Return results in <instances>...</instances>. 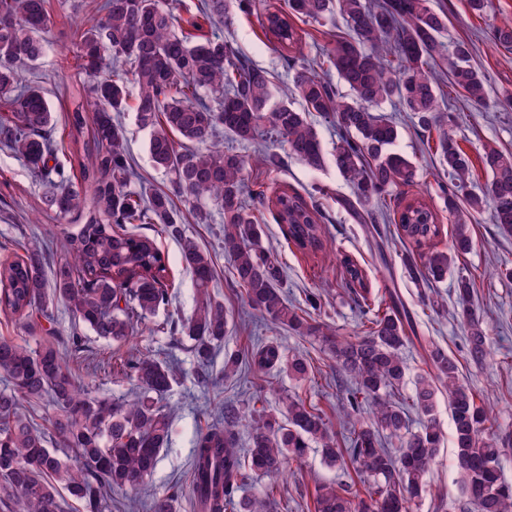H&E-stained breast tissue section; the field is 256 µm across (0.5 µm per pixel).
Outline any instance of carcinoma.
I'll return each mask as SVG.
<instances>
[{
    "label": "carcinoma",
    "instance_id": "carcinoma-1",
    "mask_svg": "<svg viewBox=\"0 0 512 512\" xmlns=\"http://www.w3.org/2000/svg\"><path fill=\"white\" fill-rule=\"evenodd\" d=\"M179 0H101L88 24L74 33L70 67L77 72L78 102L58 123L41 86L23 83L21 69L45 53L50 28L49 0H0V147L41 178L44 204L57 221L76 224L64 232L68 258L53 279L45 277L46 250L36 241L18 244L0 262V311L30 330L33 337L0 336V370L8 384L0 389V512H63L60 490L82 504V512H105L108 493L117 488L135 496L155 469L170 438V417L160 400L175 377L173 367L148 347H136L119 371L136 382L135 399L116 402L84 388L66 358L63 339L50 326V305L67 304L75 321L116 344L138 335V326L172 304L170 265L156 237L130 229L158 224L160 235L180 245L181 263L192 276L195 308L185 320L160 329L194 341L198 365L208 366L212 349L224 342L228 327L224 302L211 293V254L186 234L189 218L207 224L211 203L222 215L223 248L234 282L248 305L299 336L325 343L352 389L343 415L353 420L345 447H339L329 419L299 394L285 397L286 415L251 408L242 423L239 409H220L200 430L193 449L190 499L193 512H267L275 486L240 496L253 476L275 477L302 460L310 442L321 444L325 461L348 460L363 492L346 485L315 487V512H411L426 492V475L435 462L442 432L435 418L436 390L448 394L457 468L468 497L466 512H512V483L501 476L503 449L512 432L494 426L492 414L477 404L462 382L460 362L438 347L426 350L431 372L420 377L409 406L387 397L405 374L403 349L412 342L410 316L399 298L371 308L359 267L347 264L359 306L372 312L353 339H339L327 325L283 294L278 257L260 247L264 211L274 213L289 243L307 255L327 254L317 206L283 189L274 198L257 192L244 200L247 159L224 151L219 133L249 144L269 129L288 154L310 166L323 159L321 140L309 120L313 112L338 129L334 164L352 188L350 208L369 207L416 178V169L391 150L398 138L394 122L378 104L396 100L416 125L438 132L439 165L447 173L448 215L454 224L451 249H434L440 225L430 207L415 199L393 212L400 239L416 247L406 265L425 281H442L454 259L470 253L469 217L459 204L466 194L476 210L489 204L493 222L512 234V153L494 145L484 149L491 179L480 195L467 192L470 159L448 126L452 115L441 100L437 67L448 63V83L476 103L488 94L484 75L469 60L463 42H444L446 17L429 0H286L261 13L262 28L283 52L302 54L295 20L319 23L338 15L346 36L323 52L327 70L348 87L344 97L316 70L296 69L280 96L269 73L246 63L221 35L195 38L176 31ZM255 0H200L195 18L209 24L251 14ZM494 42L512 47V19L493 28ZM137 86L135 112L150 131L155 167L171 174V192L150 196L134 186L127 134L119 121L129 85ZM300 100L302 107L294 106ZM189 204L176 209L173 197ZM461 324L467 331L470 360L488 354L482 320L471 305L473 282L456 278ZM257 374L284 368L296 380L312 368L301 357H285L275 344H261L248 355ZM48 399L56 414L44 427L19 410L20 400ZM423 416L418 431L407 425L408 409ZM249 430L248 448H239L240 426ZM55 441L71 454L61 458ZM148 512H176L175 495L152 497Z\"/></svg>",
    "mask_w": 512,
    "mask_h": 512
}]
</instances>
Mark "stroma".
<instances>
[{"label": "stroma", "instance_id": "stroma-1", "mask_svg": "<svg viewBox=\"0 0 512 512\" xmlns=\"http://www.w3.org/2000/svg\"><path fill=\"white\" fill-rule=\"evenodd\" d=\"M93 3L94 0H69L64 18L58 20L47 35L49 46L46 52L29 72L30 79L39 81L44 87L60 118L72 108L67 88L77 81L74 73L66 68L73 55V26L92 13ZM431 4L447 16L445 42H466L474 64L489 85V97L482 104L455 91L447 96L448 108L455 118L452 132L472 161L469 188L478 194L488 180L482 163L485 145L495 144L512 152V105L505 100L506 95L512 93V51L496 46L490 19L471 12L466 0H431ZM214 32L231 41L252 65L269 71L275 87L290 83L292 71L288 59L265 42L256 16L238 13L227 23L214 27L206 25L201 30L205 36ZM382 108L400 131L394 151L405 156L417 169L414 183L394 190L389 207L349 210L344 201L351 198V188L337 173L332 160L337 130L332 123L311 115L310 120L322 142V165L308 166L290 157L281 144H272V151L278 152L283 161L281 168L251 164L245 172L246 192L252 195L261 191L270 197L289 186L302 195L313 196L322 213L321 222L326 226L328 249L335 259L329 262L321 258H303L284 239L279 225L272 221L265 226L262 245L274 248L278 253L285 275L283 291L290 302L306 307L309 294L322 291V308L314 318L317 323L333 327L337 336H355L363 319L344 273V259H351L364 269L367 286L375 299L397 293L411 316L416 337L405 349L407 370L394 391V401L408 402L418 376L426 368L424 350L433 345L460 361L462 378L471 387L477 403L490 408L499 424L512 428V280L500 275L502 269L512 268V235L499 233L490 208L471 212L472 251L455 260L449 279L433 284L417 280L404 262L408 245L397 237L394 225L388 220V211L415 198H424L441 226L437 247L447 250L453 235L444 205L443 190L448 178L438 165L436 133L415 127L409 113L403 112L395 102H384ZM121 119L127 131V149L138 175V185L149 191L170 189L169 177L151 161L148 130L140 127L135 112H125ZM41 192L36 173L10 153L0 150V242L38 238L47 250L49 263L54 264L65 259L66 253L55 220L43 210ZM221 228L222 221L216 213L212 214L209 223L187 226L189 234L203 249L217 255V273L211 291L223 300L229 315L228 332L223 344L215 349L209 372L224 373L225 354L250 349L262 340L278 344L286 356L307 359L313 374L308 381L298 383L284 372L265 377L234 372L224 374L225 378L218 386L206 387L197 379L200 368L191 340L176 341L158 331L138 337V345L150 347L159 357L170 360L178 374L177 382L162 400L172 417L171 440L162 450L157 467L144 487L148 495L169 489L180 491L177 512H190L184 492L189 488L197 432L211 423L219 408L227 402H234L244 409L251 397L260 391L267 397V408L280 411L284 408L283 397L297 392L326 412L337 438L349 434V426L338 411L346 396L348 378L337 370L335 360L317 339L297 336L248 306L232 279L227 257L221 253ZM163 247L172 267L173 300L168 311L154 316L153 321L157 324L171 315L189 317L195 307L192 278L180 262L178 244L167 238ZM462 274L474 282L472 303L483 315V326L489 337V354L479 365L469 359L467 336L457 317L459 304L451 279ZM432 297L439 298V306L430 307L428 300ZM82 336L84 350L73 361L82 381L94 395L116 401L133 399L137 393L134 383L108 366L110 360L125 356L127 347L101 339L87 330ZM436 401L443 441L437 462L427 477L428 490L415 502L413 512H463L464 497L456 482L454 468L453 426L444 391H437ZM344 478L342 470L328 465L320 450L313 448L301 463L292 464L285 476L274 481L266 476L254 477L246 491L251 494L273 484L278 488L277 512H313L316 485Z\"/></svg>", "mask_w": 512, "mask_h": 512}]
</instances>
